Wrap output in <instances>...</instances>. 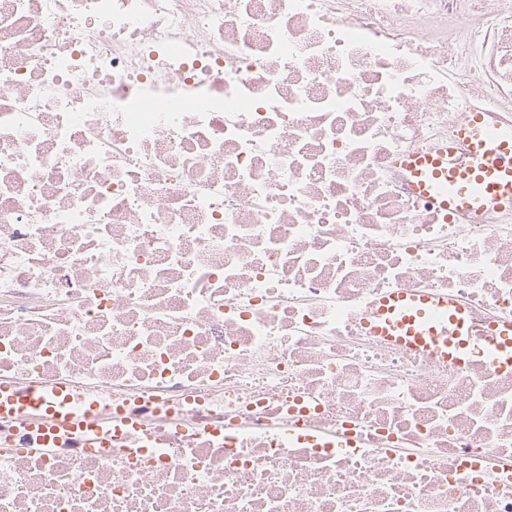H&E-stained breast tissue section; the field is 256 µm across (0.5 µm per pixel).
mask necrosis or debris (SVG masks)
Returning <instances> with one entry per match:
<instances>
[{"label": "necrosis or debris", "mask_w": 512, "mask_h": 512, "mask_svg": "<svg viewBox=\"0 0 512 512\" xmlns=\"http://www.w3.org/2000/svg\"><path fill=\"white\" fill-rule=\"evenodd\" d=\"M512 124V0H0V512H512V375L369 335L512 320V216L397 166ZM374 336L410 349H423L464 365L476 359L512 372V321L500 322L491 336L474 338L472 315L458 299L425 290L396 291L381 297L364 321ZM66 384L37 386L19 390L0 384V415H22L38 422V431L45 444L56 441L61 431H80L89 442L101 435L100 424L105 416L95 406L75 408L70 402Z\"/></svg>", "instance_id": "necrosis-or-debris-1"}]
</instances>
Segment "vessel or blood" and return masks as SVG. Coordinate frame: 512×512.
<instances>
[{
  "instance_id": "obj_1",
  "label": "vessel or blood",
  "mask_w": 512,
  "mask_h": 512,
  "mask_svg": "<svg viewBox=\"0 0 512 512\" xmlns=\"http://www.w3.org/2000/svg\"><path fill=\"white\" fill-rule=\"evenodd\" d=\"M399 166L408 174L411 192L435 208L475 220L512 214V125L489 123L484 112L469 110L447 146L434 154H409ZM365 325L372 335L458 365L475 359L512 372V321L500 322L485 339H475L472 315L458 299L425 290L391 292L378 300ZM0 415L37 421L46 444L63 430L95 440L103 420L96 407H72L65 384L20 390L2 383Z\"/></svg>"
}]
</instances>
